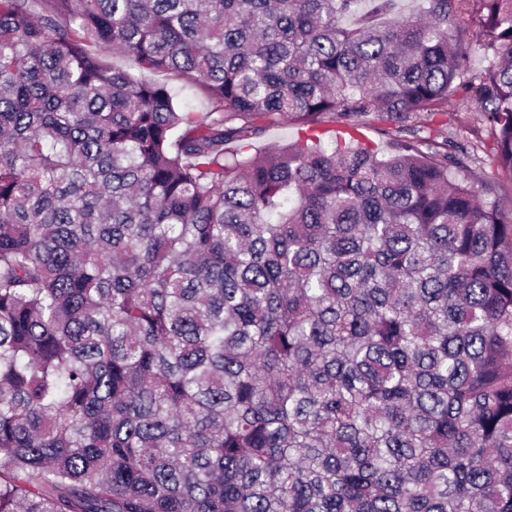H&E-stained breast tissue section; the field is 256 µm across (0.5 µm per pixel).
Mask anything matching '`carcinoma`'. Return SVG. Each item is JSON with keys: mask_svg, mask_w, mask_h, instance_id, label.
I'll return each instance as SVG.
<instances>
[{"mask_svg": "<svg viewBox=\"0 0 512 512\" xmlns=\"http://www.w3.org/2000/svg\"><path fill=\"white\" fill-rule=\"evenodd\" d=\"M395 2L0 0V512H512V0ZM448 112L450 114L447 116L436 115L433 120L426 117L425 113H420L413 116L409 121L402 123V125L403 128H415L420 131L418 136L436 138L439 142L443 139L441 137L442 133L451 129L457 132L459 142L466 144L468 147L473 144L478 145L477 154L481 157L483 163H475L472 165L471 172H465L470 180L477 183L484 173L487 174L492 171L487 157L490 148L493 147L490 123L486 114L477 106L471 104L462 93L455 100L448 103ZM479 141H482V143H479ZM295 139V127L285 118L279 125L267 129L263 136L253 142L252 148L248 149L247 152L253 154L256 150L264 151L274 145L289 143Z\"/></svg>", "mask_w": 512, "mask_h": 512, "instance_id": "1", "label": "carcinoma"}]
</instances>
